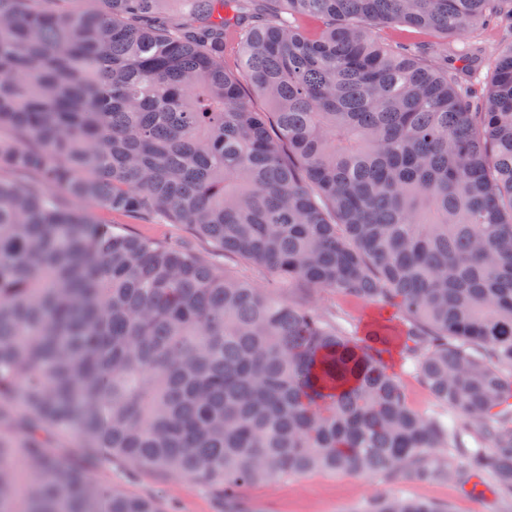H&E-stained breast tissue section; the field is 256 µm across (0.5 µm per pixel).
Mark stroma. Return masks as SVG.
I'll list each match as a JSON object with an SVG mask.
<instances>
[{
  "label": "stroma",
  "instance_id": "obj_1",
  "mask_svg": "<svg viewBox=\"0 0 512 512\" xmlns=\"http://www.w3.org/2000/svg\"><path fill=\"white\" fill-rule=\"evenodd\" d=\"M75 207L113 232L147 236L184 249L200 261L256 287H268L273 278L269 270L224 254L211 240L195 234L185 225L171 224L162 218L134 221L108 210L94 199L76 201ZM277 294L290 304L326 314L348 335L363 338L375 331L384 333L388 348L382 355V362L389 373L403 379L411 407L426 416L442 412V405L411 373L402 350L407 323L398 310L381 302L350 300L332 290L298 283L278 289ZM91 474L104 486L157 499L175 506L178 512L223 510L222 503L212 493L188 478L163 481L148 470L132 474L120 461L107 456L99 457ZM480 483L481 490L474 491L462 486L454 477L444 476L425 482L405 481L390 487L378 473L312 470L274 477L245 488L244 494L253 512H365L369 501L384 487L391 495L432 501L447 507L449 512H512V505L501 502L496 495L495 481L490 475H481Z\"/></svg>",
  "mask_w": 512,
  "mask_h": 512
}]
</instances>
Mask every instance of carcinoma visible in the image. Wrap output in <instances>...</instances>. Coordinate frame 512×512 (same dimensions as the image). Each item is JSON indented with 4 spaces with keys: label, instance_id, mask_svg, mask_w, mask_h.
I'll return each instance as SVG.
<instances>
[{
    "label": "carcinoma",
    "instance_id": "cac0c4a2",
    "mask_svg": "<svg viewBox=\"0 0 512 512\" xmlns=\"http://www.w3.org/2000/svg\"><path fill=\"white\" fill-rule=\"evenodd\" d=\"M168 2L0 0V170L34 175L0 176V512H166L58 456L70 431L224 512L312 469L490 473L512 501V38L437 67L371 32L512 31V0H261L249 18L185 0V21L153 23ZM89 197L397 309L452 417L410 407L386 339L111 233L70 206ZM369 512L443 510L378 495Z\"/></svg>",
    "mask_w": 512,
    "mask_h": 512
}]
</instances>
